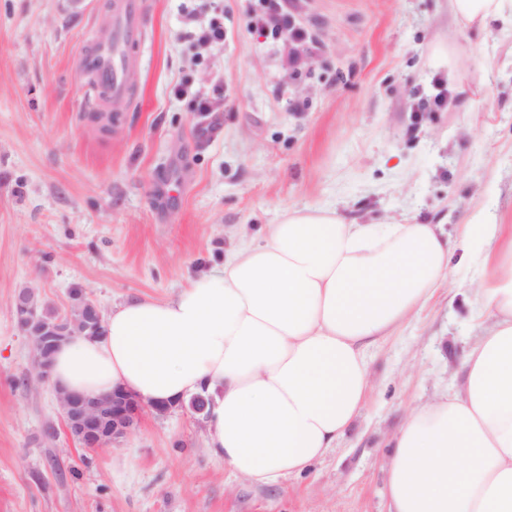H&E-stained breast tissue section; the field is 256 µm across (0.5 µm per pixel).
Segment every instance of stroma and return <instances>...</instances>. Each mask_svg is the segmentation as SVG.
<instances>
[{"label": "stroma", "mask_w": 512, "mask_h": 512, "mask_svg": "<svg viewBox=\"0 0 512 512\" xmlns=\"http://www.w3.org/2000/svg\"><path fill=\"white\" fill-rule=\"evenodd\" d=\"M143 2L136 83L106 131L82 51L110 0H0V512H388L394 431L459 380L481 331L471 265L453 262L449 285L370 349L372 391L338 448L270 486L212 457L186 407L80 447L33 378L12 298L32 287L59 309L79 286L105 312L166 299L289 206L452 239L477 214L512 224V25H464L449 0H292L314 41L297 71L256 27L259 0H223L220 46L190 34L206 0ZM213 94L211 118L195 98Z\"/></svg>", "instance_id": "obj_1"}]
</instances>
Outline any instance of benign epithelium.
Returning a JSON list of instances; mask_svg holds the SVG:
<instances>
[{
	"instance_id": "obj_1",
	"label": "benign epithelium",
	"mask_w": 512,
	"mask_h": 512,
	"mask_svg": "<svg viewBox=\"0 0 512 512\" xmlns=\"http://www.w3.org/2000/svg\"><path fill=\"white\" fill-rule=\"evenodd\" d=\"M33 291H21L12 303L14 312L27 313L23 325L30 339L36 378L43 384H51L52 363L49 354L75 335L70 313H60L46 321L37 316L31 306ZM70 300H79L88 308L82 320L83 330L94 333L102 325L103 312L86 291L70 294ZM64 424L70 435L83 448H104L118 444L138 422L142 413L150 408L159 415L171 410L168 405L150 407L132 395L114 391L105 397H86L82 394L55 390Z\"/></svg>"
}]
</instances>
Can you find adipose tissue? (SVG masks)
Instances as JSON below:
<instances>
[{
	"instance_id": "obj_1",
	"label": "adipose tissue",
	"mask_w": 512,
	"mask_h": 512,
	"mask_svg": "<svg viewBox=\"0 0 512 512\" xmlns=\"http://www.w3.org/2000/svg\"><path fill=\"white\" fill-rule=\"evenodd\" d=\"M465 24L512 19V0H450ZM484 274L490 324L448 393L394 433L389 512H512V225L357 224L290 207L243 235L224 266L165 300L112 306L100 338L53 358L56 388H120L147 404L207 400L209 453L267 485L325 458L362 413L367 350L446 286L454 250Z\"/></svg>"
}]
</instances>
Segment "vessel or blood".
<instances>
[{
    "label": "vessel or blood",
    "mask_w": 512,
    "mask_h": 512,
    "mask_svg": "<svg viewBox=\"0 0 512 512\" xmlns=\"http://www.w3.org/2000/svg\"><path fill=\"white\" fill-rule=\"evenodd\" d=\"M112 41L89 45L82 65L94 85L106 93L107 99L128 97L126 66L144 33L141 0H113Z\"/></svg>",
    "instance_id": "b4317fda"
}]
</instances>
